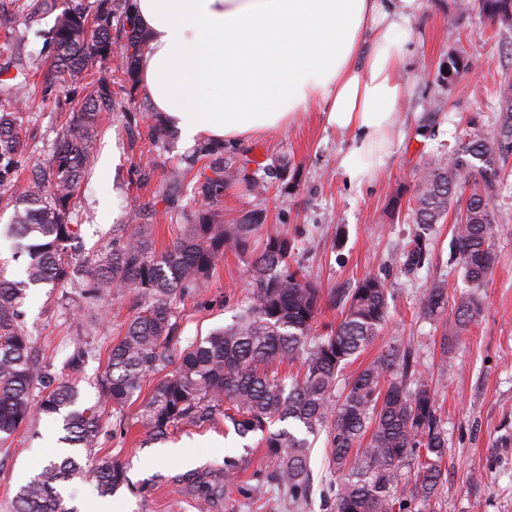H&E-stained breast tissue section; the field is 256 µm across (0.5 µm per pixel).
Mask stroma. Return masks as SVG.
<instances>
[{"instance_id":"35a3bbf8","label":"stroma","mask_w":512,"mask_h":512,"mask_svg":"<svg viewBox=\"0 0 512 512\" xmlns=\"http://www.w3.org/2000/svg\"><path fill=\"white\" fill-rule=\"evenodd\" d=\"M456 0H419L414 25L419 38L408 48L403 79L407 94L397 115L386 167L373 180L348 183L339 167L349 134L336 130L324 113L310 109L286 126L236 146L235 153L268 165L284 161L285 170L267 194H252L246 180L224 192L225 223H240L262 215L269 227L288 231L296 242L295 259L301 271L321 285L325 294L319 324L335 322L340 308L331 295H344L365 274L385 277L389 288L388 316L381 333L354 363L345 365L342 381L351 380L384 349L393 344L412 347L418 366L429 375L436 404L448 431V453L442 463L445 487L434 512H512V157L503 166L507 190L496 200L494 245L497 260L484 287L467 283L451 254L452 220L436 225L428 255L418 270L404 272L394 264L406 250L415 226L409 217L410 198L426 156L445 154L458 139L491 135L499 87L512 82V26L491 22L473 11L449 22ZM54 15L18 19L20 41L0 40V63L17 54L39 53ZM465 55L470 69L450 90L439 91L438 79L448 55ZM443 94V112L430 116V101ZM132 111L142 113L137 127L127 128L119 112L104 115L93 168L77 198L82 226L68 245L76 258L91 256L109 241L112 225L125 221L130 207L142 208L153 226L156 249H163L179 231L171 222L162 197L173 192L178 208L196 206L193 177L170 186L167 172L190 156L195 144L180 134L155 141L145 112L151 105L137 91ZM26 154L42 162L50 154L65 115L55 102H28ZM440 279L448 306L437 319L420 313L427 282ZM252 293L250 258L232 251L221 256L211 286L202 296H187L176 304L182 343L207 336L231 323L249 303ZM475 298L477 320L455 337L443 338L455 326L461 298ZM70 287L30 292L24 320L34 339V353L50 362L60 381L77 385L83 402L96 403L98 380L107 353L124 324L139 312L134 291L113 295L109 303L77 308ZM92 331V351L81 369L65 363L73 351L76 325ZM158 381L150 376L141 398L123 412L106 407L100 423L104 432L99 457L121 463L129 479L112 497L103 499L108 512H198L208 498V512H331L336 493L329 468L325 437L309 453L311 494L292 504L288 492L271 484L261 499H250L224 486V458L237 457L242 479L264 465V450L256 438L241 440L226 433L223 416L200 427L179 426L165 440L147 436L138 413ZM61 424L36 414L0 443V512H13L12 500L24 475L37 473L59 453ZM184 449L185 458H161V448Z\"/></svg>"}]
</instances>
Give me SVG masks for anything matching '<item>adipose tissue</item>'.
<instances>
[{
	"label": "adipose tissue",
	"mask_w": 512,
	"mask_h": 512,
	"mask_svg": "<svg viewBox=\"0 0 512 512\" xmlns=\"http://www.w3.org/2000/svg\"><path fill=\"white\" fill-rule=\"evenodd\" d=\"M140 84L189 142L240 145L318 107L347 181L389 154L418 0H134Z\"/></svg>",
	"instance_id": "obj_1"
}]
</instances>
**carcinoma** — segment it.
<instances>
[{"label":"carcinoma","mask_w":512,"mask_h":512,"mask_svg":"<svg viewBox=\"0 0 512 512\" xmlns=\"http://www.w3.org/2000/svg\"><path fill=\"white\" fill-rule=\"evenodd\" d=\"M20 0H0V34L17 40ZM493 22L512 25V0H479ZM34 9L58 12L48 54L23 55L0 66V195L13 207L10 235L15 253L26 265L14 277L0 262V440H8L33 414L34 408L62 421L65 445L14 497V512H77L68 506L62 485L75 476L93 484L100 495L112 496L125 484L124 467L102 458L93 468L81 464L101 446L99 403L119 409L141 391L150 373L171 369L141 409V422L154 439L165 438L180 425H202L220 414L241 438L261 433L265 457L272 464L256 483L240 484L237 464L224 461V486L259 497L268 483L288 490L296 502L310 493L307 435L325 432L332 469L338 478L332 512H403L400 483H412L411 496L429 506L442 491L441 462L448 434L437 413L432 385L418 368L412 348L392 346L361 369L336 396L339 373L375 340L388 310L385 279L369 273L347 297L341 318L313 332L321 309L318 283L290 266L295 241L282 230H269L263 249L251 258L253 279L249 306L233 322L185 348L175 336L174 306L186 295L210 287L217 259L226 250L250 251L253 234L263 226L254 217L246 224L224 223L218 204L224 190L245 171L249 161L224 156V147L203 142L183 168L175 165L169 183L179 184L196 160L198 207L180 227L172 243L158 251L142 211L132 208L126 221L112 227L109 246L90 260H75L68 243L80 226L73 199L85 181L101 132V116L110 112L115 92L99 80L81 84L96 60L112 58V46L125 40L120 68L126 81L136 82L138 64L149 35L139 26L133 0L119 8L100 7L90 14L84 0H35ZM46 69L42 84L32 82ZM460 53L448 55L441 79L452 86L467 71ZM84 86L82 100L66 113L55 148L45 163H33L24 152V115L15 110L32 97L49 100L74 86ZM490 137L460 142L448 156H430L417 179L412 204L416 225L410 249L401 254L403 268L418 267L428 250L433 227L448 212L466 204V219L452 227L457 265L474 287H481L496 254L492 224L500 175L495 159L512 153V84H503ZM69 285L85 304L103 303L126 289L136 291L144 307L112 344L101 378L99 402L78 405V390L54 377L32 354L30 333L21 307L32 287ZM448 306L443 283L431 282L423 292L421 310L433 319ZM459 330L480 314L467 298L456 310ZM299 363L297 380L286 387L278 366ZM41 399H35V389Z\"/></svg>","instance_id":"1"}]
</instances>
